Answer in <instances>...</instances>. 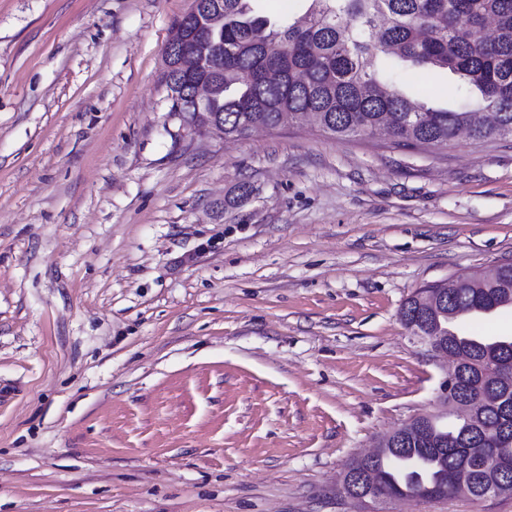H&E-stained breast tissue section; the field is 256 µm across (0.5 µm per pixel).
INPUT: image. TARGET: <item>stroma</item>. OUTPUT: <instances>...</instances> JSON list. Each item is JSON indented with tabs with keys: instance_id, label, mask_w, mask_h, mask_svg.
Segmentation results:
<instances>
[{
	"instance_id": "35a3bbf8",
	"label": "stroma",
	"mask_w": 512,
	"mask_h": 512,
	"mask_svg": "<svg viewBox=\"0 0 512 512\" xmlns=\"http://www.w3.org/2000/svg\"><path fill=\"white\" fill-rule=\"evenodd\" d=\"M191 5L0 0V512H512L336 489L437 411L400 310L512 259V140L195 133L161 80ZM419 416H415L409 419L408 421L404 422L401 426L397 427L392 432L381 438L377 445L378 449L362 458L375 461L382 454L387 444L393 447H397L398 445H400L401 440L406 436V434L417 431ZM370 473H361L356 470H345L341 477L340 491L347 497L348 489L358 492L357 500L366 503L368 500L376 501L381 498L374 496L373 494H365L362 490V486L369 482Z\"/></svg>"
}]
</instances>
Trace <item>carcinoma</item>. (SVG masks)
Returning a JSON list of instances; mask_svg holds the SVG:
<instances>
[{"label":"carcinoma","instance_id":"obj_1","mask_svg":"<svg viewBox=\"0 0 512 512\" xmlns=\"http://www.w3.org/2000/svg\"><path fill=\"white\" fill-rule=\"evenodd\" d=\"M251 2L223 0L208 32L187 15L174 23L161 76L171 111L217 112L226 138L276 130L285 118L290 124L308 118L347 140L389 121L394 148L447 147L462 130L475 142L512 131V0H309L303 15L283 24L258 14ZM185 41L205 58L195 79L209 81L216 69L224 70L207 104H195L191 80L178 67L177 47ZM383 60L450 71L461 81L462 105L411 100L393 70L380 67ZM482 111L492 113L493 122L474 123L473 115ZM501 279L512 281V265L494 277L457 284L449 289L448 310L481 315L512 306V299L493 297ZM449 336L474 359L475 374L487 369L488 353L512 360V338ZM482 426L507 440L501 451L512 457V391L486 407ZM434 428L442 447L415 443L378 463V484L388 498H453V471L467 472L479 493L487 472L469 449L484 443V434L467 436V423L448 428L438 415Z\"/></svg>","mask_w":512,"mask_h":512}]
</instances>
